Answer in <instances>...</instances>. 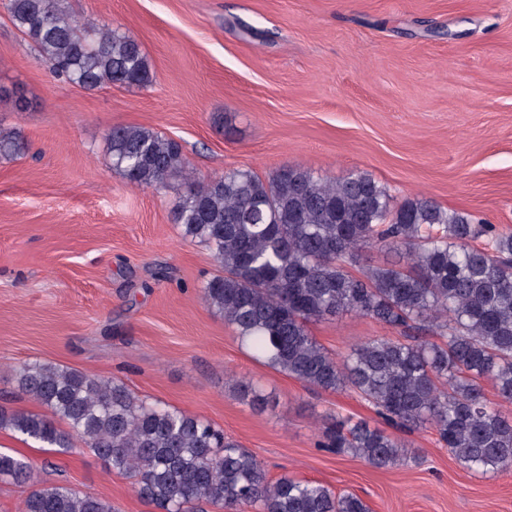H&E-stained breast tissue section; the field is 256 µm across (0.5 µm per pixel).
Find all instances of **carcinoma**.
<instances>
[{"label":"carcinoma","mask_w":512,"mask_h":512,"mask_svg":"<svg viewBox=\"0 0 512 512\" xmlns=\"http://www.w3.org/2000/svg\"><path fill=\"white\" fill-rule=\"evenodd\" d=\"M13 24L68 83L146 86L152 73L141 44L120 28L75 17L65 0H6ZM112 169L141 187L185 177L182 145L150 128L107 133ZM18 131L0 129V159L24 155ZM172 219L207 247L222 274L201 300L224 317L254 358L325 392L358 393L387 423L406 431L430 425L464 468L512 469V232L475 222L427 198L392 204L365 172L336 181L301 166L263 180L236 169L188 187ZM485 237L483 247L473 241ZM381 246L402 260L360 266ZM341 312L404 333L354 345L338 358L307 324ZM18 388L50 414L0 407V430L65 453L72 435L113 471L135 478L158 512H369L355 494L283 474L224 430L135 395L104 379L49 363H22ZM500 399L487 400L484 383ZM69 426L65 431L57 421ZM321 447L387 468L409 450L366 420L324 428ZM0 477L31 490L20 512H114L112 503L64 485H42L29 462L0 452Z\"/></svg>","instance_id":"cac0c4a2"}]
</instances>
